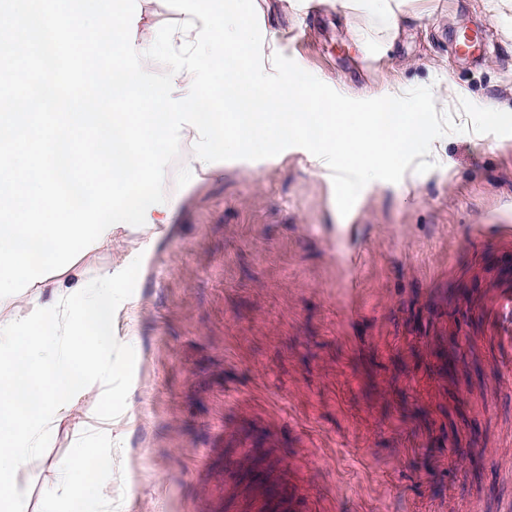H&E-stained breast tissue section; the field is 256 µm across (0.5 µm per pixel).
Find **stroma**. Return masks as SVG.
Returning <instances> with one entry per match:
<instances>
[{
  "label": "stroma",
  "mask_w": 512,
  "mask_h": 512,
  "mask_svg": "<svg viewBox=\"0 0 512 512\" xmlns=\"http://www.w3.org/2000/svg\"><path fill=\"white\" fill-rule=\"evenodd\" d=\"M260 7L264 43L347 97L429 86L458 124L463 98L512 111L500 0H408L392 33L349 0ZM179 16L136 0L131 35L154 41ZM465 30L480 40L468 57ZM431 151L399 183L367 184L345 216L329 168L300 147L181 188L169 167L156 245L119 226L39 284L90 288L111 269L120 366L20 471L24 512H41L79 446L112 460L97 473L102 512H258L279 475L302 493L297 512H512V383L465 307L512 267V247L466 249L478 226L512 225V136L449 134ZM228 413L241 433L224 435Z\"/></svg>",
  "instance_id": "1"
}]
</instances>
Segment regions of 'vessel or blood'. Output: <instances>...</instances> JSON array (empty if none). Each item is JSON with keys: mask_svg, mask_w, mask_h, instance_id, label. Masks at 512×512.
Returning a JSON list of instances; mask_svg holds the SVG:
<instances>
[{"mask_svg": "<svg viewBox=\"0 0 512 512\" xmlns=\"http://www.w3.org/2000/svg\"><path fill=\"white\" fill-rule=\"evenodd\" d=\"M491 239L501 243L512 241V226L483 225L469 244L474 247ZM469 307L480 332L494 343L503 373L512 377V275L502 276L491 294L470 299Z\"/></svg>", "mask_w": 512, "mask_h": 512, "instance_id": "b4317fda", "label": "vessel or blood"}]
</instances>
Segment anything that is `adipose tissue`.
Wrapping results in <instances>:
<instances>
[{
	"label": "adipose tissue",
	"mask_w": 512,
	"mask_h": 512,
	"mask_svg": "<svg viewBox=\"0 0 512 512\" xmlns=\"http://www.w3.org/2000/svg\"><path fill=\"white\" fill-rule=\"evenodd\" d=\"M120 297L111 270L92 288L57 286L50 301L26 299L24 319L0 310V512H22L17 475L38 453L44 436L71 416L91 379L111 376L112 310ZM74 449L59 465V489L43 512H98L100 484Z\"/></svg>",
	"instance_id": "obj_1"
}]
</instances>
